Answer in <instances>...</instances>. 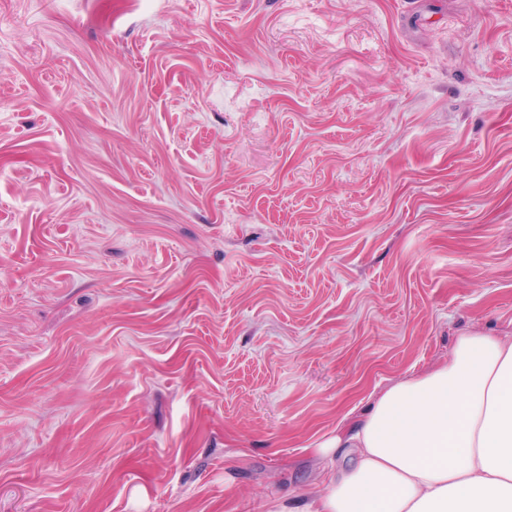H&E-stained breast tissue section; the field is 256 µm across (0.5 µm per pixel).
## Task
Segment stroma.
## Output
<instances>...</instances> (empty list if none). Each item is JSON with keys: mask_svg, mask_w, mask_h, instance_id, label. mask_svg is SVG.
<instances>
[{"mask_svg": "<svg viewBox=\"0 0 512 512\" xmlns=\"http://www.w3.org/2000/svg\"><path fill=\"white\" fill-rule=\"evenodd\" d=\"M512 335V0H0V512H277Z\"/></svg>", "mask_w": 512, "mask_h": 512, "instance_id": "stroma-1", "label": "stroma"}]
</instances>
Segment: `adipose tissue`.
<instances>
[{
  "label": "adipose tissue",
  "mask_w": 512,
  "mask_h": 512,
  "mask_svg": "<svg viewBox=\"0 0 512 512\" xmlns=\"http://www.w3.org/2000/svg\"><path fill=\"white\" fill-rule=\"evenodd\" d=\"M313 452L336 467L308 512H512V335L458 336Z\"/></svg>",
  "instance_id": "obj_1"
}]
</instances>
